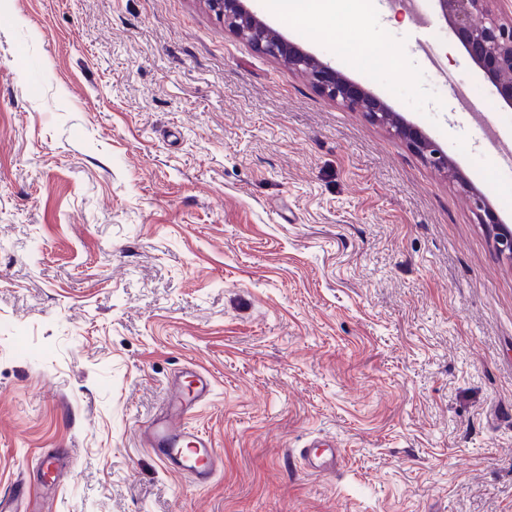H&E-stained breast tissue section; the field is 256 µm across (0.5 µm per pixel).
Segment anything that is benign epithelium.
<instances>
[{"label": "benign epithelium", "instance_id": "benign-epithelium-1", "mask_svg": "<svg viewBox=\"0 0 512 512\" xmlns=\"http://www.w3.org/2000/svg\"><path fill=\"white\" fill-rule=\"evenodd\" d=\"M432 2L476 66L495 84L503 102L512 107V9L508 8L507 0ZM203 3L229 28L245 34L258 49L284 59L289 69L305 73L321 93L347 109L364 112L372 120L389 127L394 135L407 140L430 165L453 180L462 179L456 162L437 144L421 137L416 129L400 123L384 103L350 83L329 64L279 37L272 38V29L243 10L240 0H203ZM472 201L479 223L490 224L494 229L497 253L512 261V230L501 225L489 203L475 191Z\"/></svg>", "mask_w": 512, "mask_h": 512}]
</instances>
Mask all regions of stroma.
<instances>
[{"instance_id": "stroma-1", "label": "stroma", "mask_w": 512, "mask_h": 512, "mask_svg": "<svg viewBox=\"0 0 512 512\" xmlns=\"http://www.w3.org/2000/svg\"><path fill=\"white\" fill-rule=\"evenodd\" d=\"M274 4L463 182L202 0H0V494L61 449L43 512H512V262L471 204L512 223V166L441 76L512 109L438 17ZM187 366L205 486L140 439ZM341 0H280L281 8L286 17L289 15L327 16L336 11ZM300 458L309 473H324L340 466L341 449L331 444L311 443L309 448L300 450Z\"/></svg>"}]
</instances>
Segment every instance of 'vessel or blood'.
<instances>
[{"instance_id":"obj_1","label":"vessel or blood","mask_w":512,"mask_h":512,"mask_svg":"<svg viewBox=\"0 0 512 512\" xmlns=\"http://www.w3.org/2000/svg\"><path fill=\"white\" fill-rule=\"evenodd\" d=\"M188 375L194 383L193 396L185 397L179 387H172L165 410L147 422L142 437L146 447L166 469L190 475L196 483L203 485L215 476L220 461L210 437L188 426L187 421L210 395L213 378L208 372L196 368L189 369ZM300 458L306 471L318 474L337 469L341 451L331 444L313 443L301 449ZM66 467L65 454L47 453L39 465V486L54 488V474Z\"/></svg>"}]
</instances>
